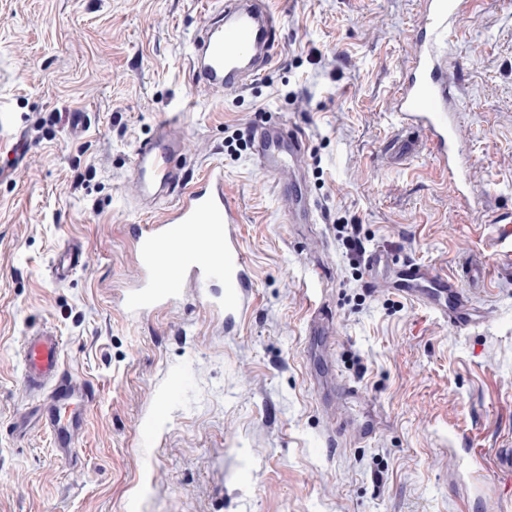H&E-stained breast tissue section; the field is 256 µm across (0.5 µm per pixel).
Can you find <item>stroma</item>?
Returning a JSON list of instances; mask_svg holds the SVG:
<instances>
[{"label": "stroma", "mask_w": 512, "mask_h": 512, "mask_svg": "<svg viewBox=\"0 0 512 512\" xmlns=\"http://www.w3.org/2000/svg\"><path fill=\"white\" fill-rule=\"evenodd\" d=\"M269 2L274 60L236 93L188 69L206 0H0V136L31 145L0 180V512H512V267L496 224L512 210V0H478L448 49L467 202L395 112L420 0ZM169 112L180 167L223 166L241 215L252 301L230 331L194 300L137 323L117 306L137 277L128 225L163 216L137 205L133 157ZM283 122L307 155L278 187L225 142ZM291 192L316 201L315 223H289ZM340 224L442 273L482 262L489 322L459 333L368 291ZM71 241L87 261L53 283ZM42 329L96 390L70 464L23 424L19 348ZM338 378L364 399L328 390Z\"/></svg>", "instance_id": "35a3bbf8"}]
</instances>
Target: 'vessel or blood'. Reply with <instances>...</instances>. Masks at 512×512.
<instances>
[{
	"label": "vessel or blood",
	"instance_id": "vessel-or-blood-1",
	"mask_svg": "<svg viewBox=\"0 0 512 512\" xmlns=\"http://www.w3.org/2000/svg\"><path fill=\"white\" fill-rule=\"evenodd\" d=\"M475 0H423L424 9L413 37L414 51L408 75L399 87L397 111L406 138L421 137L448 181L462 187L463 161L458 148V106L448 82V46L460 21ZM279 20L265 0H225L218 13L193 35L189 69L196 82L222 91H238L255 83L273 60ZM169 118L156 124L152 135L138 145L133 160V181L138 198L153 203L165 198L172 204L163 220L134 224L138 277L121 299L128 321L180 303L186 295L205 301L212 315L225 326H235L250 305L252 280L237 232L240 215L224 189V169L212 166L190 183L177 164L182 144ZM256 157L271 172L292 168L301 161L306 141L291 127L255 129ZM82 247L72 245L49 264L56 282L69 280L86 263ZM367 287L391 286L447 320L462 332L479 326L483 314L470 295L472 283L484 271L472 263L444 275L433 267L385 249L365 258ZM21 382L37 398L35 415L70 462L96 394L87 382L66 374L62 339L54 331L29 334L21 348Z\"/></svg>",
	"mask_w": 512,
	"mask_h": 512
}]
</instances>
